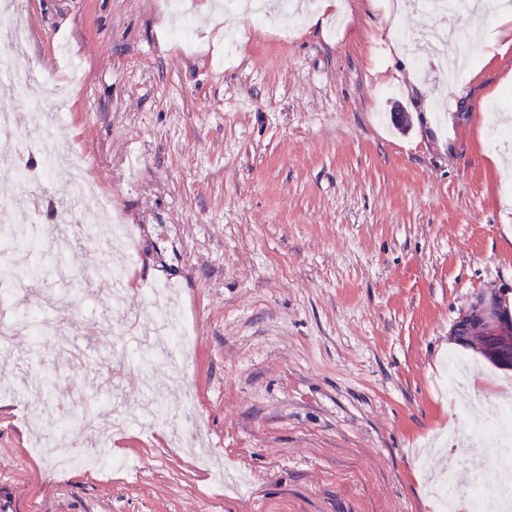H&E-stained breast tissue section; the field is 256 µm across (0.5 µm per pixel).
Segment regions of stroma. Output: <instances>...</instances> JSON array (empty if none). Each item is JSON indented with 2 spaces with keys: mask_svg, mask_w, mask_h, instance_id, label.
I'll return each instance as SVG.
<instances>
[{
  "mask_svg": "<svg viewBox=\"0 0 512 512\" xmlns=\"http://www.w3.org/2000/svg\"><path fill=\"white\" fill-rule=\"evenodd\" d=\"M22 2L35 76L0 70V110L87 155L100 205L139 231L131 288L172 286L194 351L182 364L155 348L147 312L139 336L88 334L104 255L51 239L96 211L70 206L56 168L34 189L51 272L16 298L41 312L56 295L67 332L0 355V512H437L432 483L462 458L490 464L449 447V426L482 414H457L442 374L456 355L475 389L512 383L453 334L481 293L512 312V151L489 143L512 127V102L492 95L512 51L470 43L433 107L406 80L428 43L396 45L367 0L315 27L194 0L191 50L161 0ZM225 25L240 51L220 70ZM61 43L84 81L58 116ZM117 403L187 411L205 457L162 426L114 432ZM86 409L125 468L60 470L33 453L34 433Z\"/></svg>",
  "mask_w": 512,
  "mask_h": 512,
  "instance_id": "1",
  "label": "stroma"
}]
</instances>
